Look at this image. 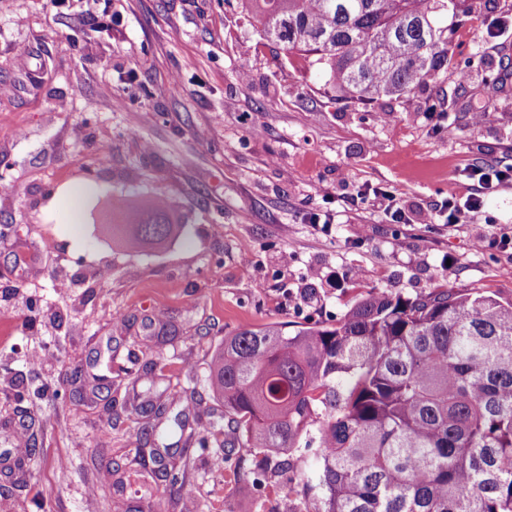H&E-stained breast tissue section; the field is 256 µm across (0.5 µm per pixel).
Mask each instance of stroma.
Instances as JSON below:
<instances>
[{
    "label": "stroma",
    "instance_id": "stroma-1",
    "mask_svg": "<svg viewBox=\"0 0 512 512\" xmlns=\"http://www.w3.org/2000/svg\"><path fill=\"white\" fill-rule=\"evenodd\" d=\"M108 15L103 32L79 0H0V512H296L302 480L264 450L228 468L198 448L224 414L212 358L243 327L335 322L372 288L512 300V250L475 245L512 235V181L441 221L472 191L464 169L512 166V0H463L447 76L363 102L336 98L313 57L287 63L240 0H111ZM156 196L177 236L121 244L113 200ZM44 341L50 361L28 363ZM151 384L195 396L164 441L179 489L140 438L179 414L148 412Z\"/></svg>",
    "mask_w": 512,
    "mask_h": 512
}]
</instances>
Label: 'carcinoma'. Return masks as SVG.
Here are the masks:
<instances>
[{
    "mask_svg": "<svg viewBox=\"0 0 512 512\" xmlns=\"http://www.w3.org/2000/svg\"><path fill=\"white\" fill-rule=\"evenodd\" d=\"M241 5L285 56H316L342 99L404 96L448 75L436 17L458 0ZM170 209L150 200L128 239L165 242L177 229ZM207 383L224 406V463L263 448L325 490L299 512H512V301L372 289L334 325L224 337Z\"/></svg>",
    "mask_w": 512,
    "mask_h": 512,
    "instance_id": "1",
    "label": "carcinoma"
}]
</instances>
